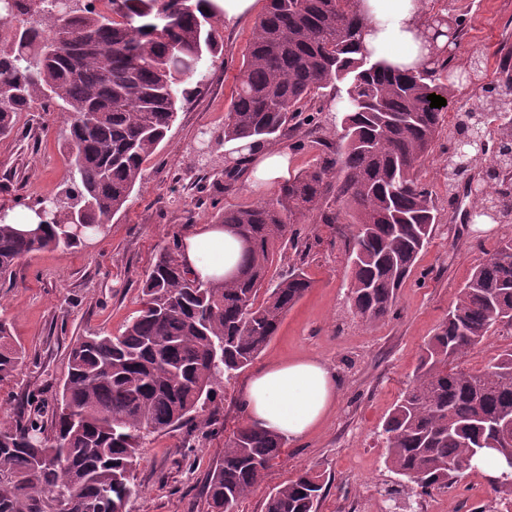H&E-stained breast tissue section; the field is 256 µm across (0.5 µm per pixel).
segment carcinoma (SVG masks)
<instances>
[{
  "instance_id": "carcinoma-1",
  "label": "carcinoma",
  "mask_w": 512,
  "mask_h": 512,
  "mask_svg": "<svg viewBox=\"0 0 512 512\" xmlns=\"http://www.w3.org/2000/svg\"><path fill=\"white\" fill-rule=\"evenodd\" d=\"M208 2L68 0L60 9L57 0H0V11L20 21L0 25V138L34 103L68 114L65 192L83 225L82 236L68 235L53 216L70 204L58 199L36 235L22 237L0 219V279L23 257L78 247L123 208L187 96L183 84L203 81L205 62L216 58L220 10ZM366 26L356 0H267L216 144L274 145L290 122L311 121L304 104L331 88L341 112L336 158L289 177L268 199L224 210V228L250 241L231 278L195 277L176 238L157 250L140 308L121 331L78 339L54 403L0 422V512H110L109 499L139 494L142 440L196 419L216 384L253 363L311 288L300 267L272 272L294 225L340 224L352 214L344 237L352 307L366 323L389 316L437 222L417 171L442 128L443 109L427 96L451 87L438 57L403 70L371 61ZM62 33H89L97 49L48 52ZM475 201L477 216L495 222L512 213V187ZM499 326L512 327L511 240L475 268L383 424L386 463L407 497L452 486L485 448L512 455V345L481 369L460 367ZM24 359L0 319V381ZM285 444L238 426L206 487L210 512H236ZM323 487L322 474L301 469L267 495L263 512H317Z\"/></svg>"
}]
</instances>
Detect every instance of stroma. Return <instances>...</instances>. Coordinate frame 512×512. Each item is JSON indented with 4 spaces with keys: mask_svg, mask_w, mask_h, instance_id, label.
<instances>
[{
    "mask_svg": "<svg viewBox=\"0 0 512 512\" xmlns=\"http://www.w3.org/2000/svg\"><path fill=\"white\" fill-rule=\"evenodd\" d=\"M265 0L248 14L218 20L222 54L209 66L207 80L192 87L142 179L105 234L67 252L44 251L20 259L9 279L0 281V318L27 361L0 382V420L15 419L28 404L51 402L67 372L70 346L91 331L118 332L133 316L140 283L160 246L184 235L193 224L218 223L225 209L244 208L270 197L275 185H251L248 175L234 184L224 176V149L196 155L204 133L218 134L235 90L242 57ZM432 14L462 19L449 54V68L468 69L473 56L484 61V80L496 82L504 56H512V0H431ZM481 88L452 86L442 131L417 175L438 209L430 243L399 290L395 311L369 326L350 306L351 274L342 238L325 224H301L298 244H283L277 268L304 269L308 292L288 311L277 333L249 369L222 380L199 417L206 432L182 428L147 437L134 479L140 493L126 512H207L205 487L224 440L245 420L241 392L252 373L268 364L316 357L339 379L336 402L322 424L305 439L287 441L263 481L238 506L262 512L268 493L309 467L320 472L324 489L318 512H384L385 489L397 477L385 463L380 430L413 377L421 346L446 316L460 290L486 253L512 238V223L478 234L469 218L474 199L466 185L448 183V149L459 112L480 104ZM328 96L311 100V125L289 129L280 139L298 173L333 158L337 123ZM67 115L34 109L21 113L13 136L0 139V214L49 200L67 180L64 128ZM463 493L435 490L419 512H471L493 502L488 480L477 471L457 479Z\"/></svg>",
    "mask_w": 512,
    "mask_h": 512,
    "instance_id": "1",
    "label": "stroma"
}]
</instances>
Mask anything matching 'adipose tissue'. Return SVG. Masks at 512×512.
Masks as SVG:
<instances>
[{"label": "adipose tissue", "mask_w": 512, "mask_h": 512, "mask_svg": "<svg viewBox=\"0 0 512 512\" xmlns=\"http://www.w3.org/2000/svg\"><path fill=\"white\" fill-rule=\"evenodd\" d=\"M367 17L366 48L395 65H412L421 59L418 33L431 15L428 0H360ZM225 151L247 157L257 179L271 181L288 171L287 149L248 141H230ZM186 267L204 280H221L240 256V244L220 224L191 227L182 239ZM337 377L321 360L303 357L276 362L252 376L242 395L249 423L292 440L306 437L322 421L336 400Z\"/></svg>", "instance_id": "adipose-tissue-1"}]
</instances>
